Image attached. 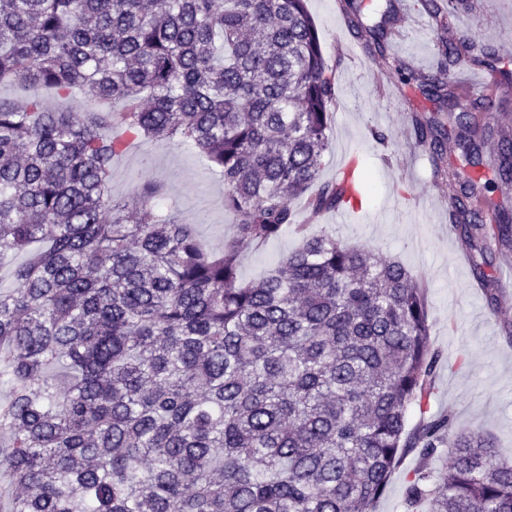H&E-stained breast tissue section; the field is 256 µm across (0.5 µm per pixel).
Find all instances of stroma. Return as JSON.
Masks as SVG:
<instances>
[{
    "label": "stroma",
    "instance_id": "35a3bbf8",
    "mask_svg": "<svg viewBox=\"0 0 512 512\" xmlns=\"http://www.w3.org/2000/svg\"><path fill=\"white\" fill-rule=\"evenodd\" d=\"M469 6L451 20L453 28L467 32L475 42L493 46L498 56L495 73H506L512 87V48L498 44L497 28L512 18L506 0H468ZM319 31L326 62L336 83L330 136L332 149L325 155L321 179L335 181L336 162L342 151L356 155L365 169L368 198L359 211L339 214L331 209L308 220L305 200L294 201L305 231L326 230L349 245L378 250L398 258L425 288L431 324V347L439 363L425 412L409 408L408 429H416L424 416L452 415L459 431L482 429L492 433L505 456H512V341L502 333L512 324V293L502 296L498 311H491L470 263H457L463 247L448 231V213L433 208L431 198L448 194L444 170L431 156H416L411 117L419 113L435 118L449 135L446 168L461 169L466 161L457 147V98L442 102L424 95L413 84L387 96L370 73L352 66L345 46L357 43L340 12L337 0H307ZM391 26L400 45H387L388 57L404 60L416 70L436 74L438 44L443 33L429 27L427 37L415 29L425 9L421 0H398ZM390 133L387 145L376 144L372 129ZM157 183L167 199L178 205L183 223L193 225L200 242L221 248L234 232L224 208V182L214 174L199 151L151 140L133 143L112 166L114 197L131 199L141 180ZM300 233L288 228L262 246H245L239 278L249 282L262 276L281 257L297 247ZM418 464L415 453H404L393 471L376 512H404L407 474Z\"/></svg>",
    "mask_w": 512,
    "mask_h": 512
}]
</instances>
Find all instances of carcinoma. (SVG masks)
Masks as SVG:
<instances>
[{
    "label": "carcinoma",
    "instance_id": "1",
    "mask_svg": "<svg viewBox=\"0 0 512 512\" xmlns=\"http://www.w3.org/2000/svg\"><path fill=\"white\" fill-rule=\"evenodd\" d=\"M463 6L429 0L443 29ZM346 7L388 61L394 4L372 25ZM438 52L445 73L472 46L450 33ZM1 82L89 105L0 98V266L29 254L0 289V473L22 489L10 512H374L408 448L406 512H512V462L488 434L449 414L406 431L437 356L403 264L316 235L238 278L242 246L295 225L293 199L319 215L365 198L320 181L336 86L306 0H0ZM413 132L442 160L435 119ZM485 133L459 115L468 165L512 186V127L488 162ZM144 138L190 144L224 178L222 252L159 207L156 183L136 185L133 209L112 196V159ZM474 193L448 173L460 240L482 258L489 240L512 250V212L486 224ZM486 264L473 275L495 311ZM56 363L63 386L43 379Z\"/></svg>",
    "mask_w": 512,
    "mask_h": 512
}]
</instances>
